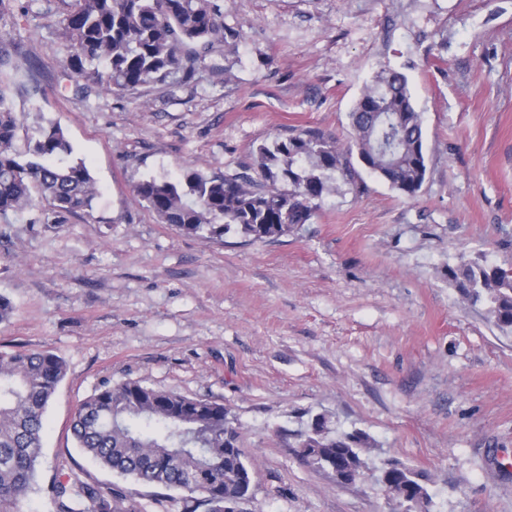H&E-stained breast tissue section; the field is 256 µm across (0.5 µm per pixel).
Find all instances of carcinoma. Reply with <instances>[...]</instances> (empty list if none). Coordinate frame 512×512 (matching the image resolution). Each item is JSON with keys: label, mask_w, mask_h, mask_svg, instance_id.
I'll list each match as a JSON object with an SVG mask.
<instances>
[{"label": "carcinoma", "mask_w": 512, "mask_h": 512, "mask_svg": "<svg viewBox=\"0 0 512 512\" xmlns=\"http://www.w3.org/2000/svg\"><path fill=\"white\" fill-rule=\"evenodd\" d=\"M217 0H71L60 22L70 50V80L81 77L107 91L134 93L181 75L192 78L215 45L237 33L224 26ZM350 117V139L341 145L307 130L254 153L253 172L207 175L190 169L182 179L150 178L137 195L164 224L188 235L221 241L234 233L252 241L292 232L313 218L317 201L343 186L356 187L355 163L407 197L427 173L423 116L408 77L381 72L367 84ZM20 128L8 87L0 83V218L36 198L54 212L92 207L98 187L61 126L50 123L16 152ZM448 280L473 302L484 301L502 329L512 330V270L463 262ZM66 373L49 350L0 352V512H20L37 481L45 413ZM76 447L112 474L183 493L188 512H224V497L252 499L253 462L242 432L224 404L157 389L140 381L105 383L77 407ZM300 458L323 471L333 465L353 480L363 473L362 453L372 448L361 432L331 433L324 418L298 434ZM388 494L400 506L427 505L430 496L411 467L390 461L382 471ZM53 512H141L113 484L69 477L50 489Z\"/></svg>", "instance_id": "carcinoma-1"}]
</instances>
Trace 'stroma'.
Returning a JSON list of instances; mask_svg holds the SVG:
<instances>
[{
    "instance_id": "obj_1",
    "label": "stroma",
    "mask_w": 512,
    "mask_h": 512,
    "mask_svg": "<svg viewBox=\"0 0 512 512\" xmlns=\"http://www.w3.org/2000/svg\"><path fill=\"white\" fill-rule=\"evenodd\" d=\"M70 0L0 10V70L19 141L59 123L99 188L91 209L34 201L0 219V351L50 350L66 374L21 512H51L53 479L78 474L184 512L181 494L109 473L73 444L79 402L135 380L229 408L256 469L248 512H401L378 477L422 475L433 512H512V332L469 304L449 267H512V0H219L225 42L194 79L135 94L62 80ZM406 74L424 117L426 179L407 198L362 174L308 224L258 241H209L161 223L142 180L192 168L232 175L262 143L305 130L346 141L373 74ZM365 432L354 483L308 467L315 417Z\"/></svg>"
}]
</instances>
